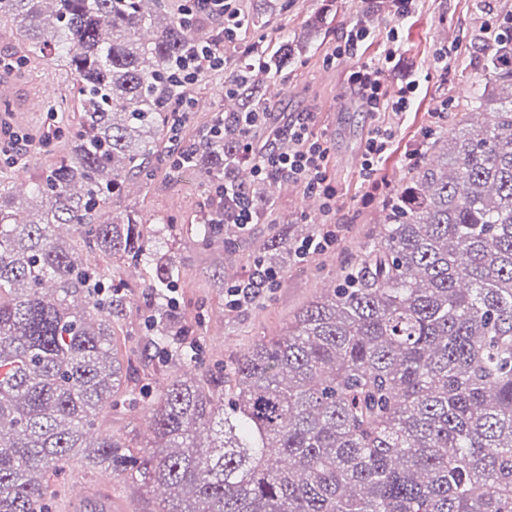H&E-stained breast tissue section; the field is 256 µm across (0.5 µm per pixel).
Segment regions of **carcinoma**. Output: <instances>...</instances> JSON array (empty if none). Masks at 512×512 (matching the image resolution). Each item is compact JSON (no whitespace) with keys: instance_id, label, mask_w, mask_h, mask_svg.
<instances>
[{"instance_id":"cac0c4a2","label":"carcinoma","mask_w":512,"mask_h":512,"mask_svg":"<svg viewBox=\"0 0 512 512\" xmlns=\"http://www.w3.org/2000/svg\"><path fill=\"white\" fill-rule=\"evenodd\" d=\"M172 0H0V25L76 75L71 154L32 183L36 213L0 168V512H49L46 479L78 458L161 487L155 512H512V33L486 42L478 112L383 209L381 231L342 282L252 344L228 393L172 376L139 444L93 437L123 363L101 307L117 313V269L79 250L141 261L133 212L101 207L157 153L169 76L213 41ZM286 36L225 75L224 129L187 145L208 189L241 165L244 112L288 71ZM73 229L71 237L60 227ZM156 260L148 287H170Z\"/></svg>"}]
</instances>
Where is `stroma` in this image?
<instances>
[{
	"label": "stroma",
	"mask_w": 512,
	"mask_h": 512,
	"mask_svg": "<svg viewBox=\"0 0 512 512\" xmlns=\"http://www.w3.org/2000/svg\"><path fill=\"white\" fill-rule=\"evenodd\" d=\"M250 21L240 45L225 49L227 67L242 64L245 45L263 52L277 49L281 34L299 39L303 49L278 79L287 96L271 101V127L291 112H309L329 151L326 176L336 189V207L326 212L307 205L308 193L294 181L267 183V194L257 223L246 229L225 225L222 233L203 231L201 219L211 214L214 200L199 186L196 171L176 168L166 153H156L139 177L127 182L121 194L111 197L103 218L134 211L143 224L151 252L169 259L174 270L175 294L167 299L148 287L150 262H141L127 276L122 311L112 318L118 355L128 367L124 390L133 392L135 404L103 407L98 424L106 435L125 440L144 439L141 415L167 381L183 365L182 352L193 355L194 372L228 380L241 356L256 340L281 336L294 316L318 296L321 288L337 282L343 271L357 263L364 245L380 231L386 203L363 182L362 161L370 123L349 81L350 68L329 64L326 56L349 26L367 21L373 41L367 56L383 48L390 30H398L400 50L396 68L385 74L392 89L407 79L420 82L413 108L403 114L385 112L379 124L396 130L392 152L382 174L390 189L400 188L412 166L421 165L426 130L457 134L465 102L484 80L487 55L478 40L483 32L501 31L512 21V0H416L411 14L398 20L391 8L368 12L365 0H235ZM325 21L310 31L311 17ZM448 62H437L440 52ZM0 54L21 58L16 72L0 71V121L27 134L28 155L13 164V172L31 180L47 174L70 152L69 138L76 126L73 112H31L30 97L70 102L75 74L66 61L22 59L21 49L9 30H0ZM196 105L181 128L187 140H196L224 109V76L211 74L193 86ZM337 226L336 242L306 261L294 257V248L317 232L322 224ZM289 239L278 249L270 243L281 233ZM276 269L272 285L261 289L255 301L227 306V288L251 278L259 264ZM171 314L174 334L157 339L152 320L156 311ZM106 484L112 491L114 512H154L155 492L135 489L123 476L94 470L73 461L62 474L50 477L59 496L51 512H68L65 494L74 481Z\"/></svg>",
	"instance_id": "1"
}]
</instances>
